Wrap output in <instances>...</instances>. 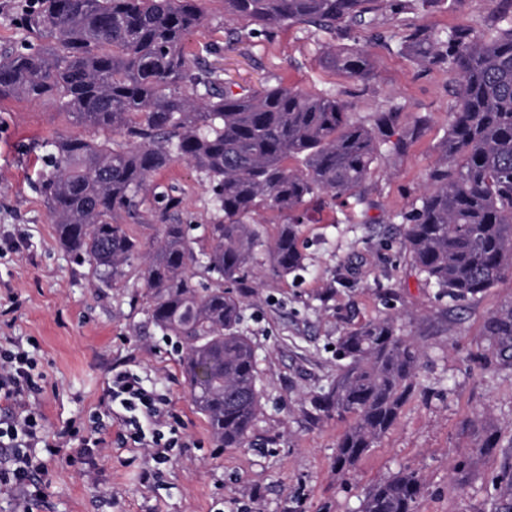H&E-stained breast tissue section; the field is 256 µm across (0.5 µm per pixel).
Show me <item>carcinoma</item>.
<instances>
[{"label": "carcinoma", "mask_w": 512, "mask_h": 512, "mask_svg": "<svg viewBox=\"0 0 512 512\" xmlns=\"http://www.w3.org/2000/svg\"><path fill=\"white\" fill-rule=\"evenodd\" d=\"M203 0H38L18 19L20 48L0 52V100H51L76 123L122 136L52 142L43 193L60 247L87 260L109 288L142 244L124 219L150 222L162 240L148 254L143 287L151 318L185 348L184 371L194 406L224 448L245 445L260 408L255 348L241 331L243 301L234 292L252 273L257 252L273 272L304 267L300 216L308 201L349 198L387 150L401 153L386 130L389 108L370 123L353 122L350 105L331 91L309 94L284 85L235 93L219 70L193 60L185 39L205 27ZM439 0H224V20L244 21L268 35L294 23L329 33L376 28L389 9L426 14ZM502 25L487 33L415 27L400 49L420 64L452 75L459 100L441 157L429 173L420 206L406 216L404 246L440 295L474 297L512 276V0H498ZM326 67L354 80L373 74L367 51L326 46ZM191 165L214 208L209 224H185L179 200L149 192V180L174 160ZM300 162L298 166L289 161ZM283 213L266 244L246 218L261 205ZM211 242L196 251L198 236ZM477 357L483 369L512 371V304L492 313ZM345 363L322 396L328 414L353 422L336 445V474L393 426L417 386L419 346L391 319L369 322L340 338ZM467 430L477 451L497 447L478 420ZM423 480L403 470L373 485L360 512H415ZM495 512H512V462L494 483Z\"/></svg>", "instance_id": "cac0c4a2"}]
</instances>
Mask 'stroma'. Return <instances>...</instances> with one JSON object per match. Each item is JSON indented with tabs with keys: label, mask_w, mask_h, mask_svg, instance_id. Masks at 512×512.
I'll use <instances>...</instances> for the list:
<instances>
[{
	"label": "stroma",
	"mask_w": 512,
	"mask_h": 512,
	"mask_svg": "<svg viewBox=\"0 0 512 512\" xmlns=\"http://www.w3.org/2000/svg\"><path fill=\"white\" fill-rule=\"evenodd\" d=\"M206 8L209 25L187 38L186 51L221 69L232 91L265 83L330 90L352 104V120L395 106L398 131L419 116L427 123L405 153L378 158L354 198L306 206L303 270L278 277L264 264L263 285L244 284L242 330L256 349L261 407L246 445L222 448L191 401L182 344L151 319L138 266L107 288L57 242L41 193L50 145L88 128L49 101H0V347L20 343L32 358L39 390L30 403L56 450L37 453L47 470L38 512H359L372 485L405 469L424 478L416 512H494L491 482L512 452V372L485 371L476 354L487 316L512 301V277L455 302L403 247L402 216L418 207L439 156L456 82L368 28L345 40L294 24L252 38L225 24L222 0ZM496 8L495 0H440L430 14L387 13L381 21L397 36L417 26L486 32ZM349 42L369 52L368 80L322 64L326 45ZM153 181L179 199L184 222H210V195L191 166L173 162ZM385 317L421 348L418 385L394 426L342 478L336 443L350 420L318 404L342 364L339 337ZM121 370L140 377L177 418L165 463L128 439L127 412L107 410ZM476 417L497 435L491 453H478L464 429ZM96 420L106 442L87 455L70 432L90 435Z\"/></svg>",
	"instance_id": "stroma-1"
}]
</instances>
